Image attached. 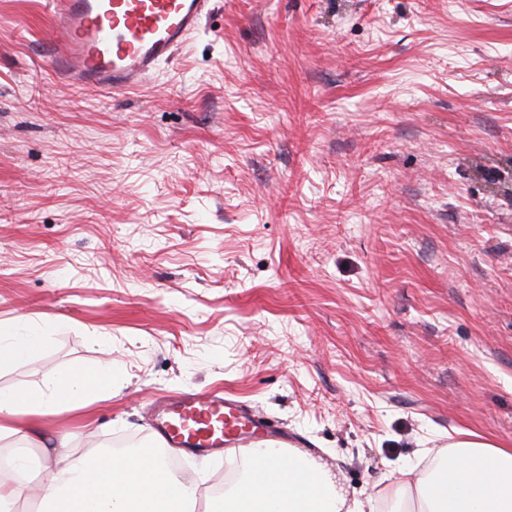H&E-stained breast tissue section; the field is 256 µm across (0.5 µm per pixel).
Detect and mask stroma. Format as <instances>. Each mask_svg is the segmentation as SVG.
<instances>
[{"instance_id": "stroma-1", "label": "stroma", "mask_w": 512, "mask_h": 512, "mask_svg": "<svg viewBox=\"0 0 512 512\" xmlns=\"http://www.w3.org/2000/svg\"><path fill=\"white\" fill-rule=\"evenodd\" d=\"M50 11L0 0V326L47 334L0 386L112 363L48 421L76 456L221 387L353 498L458 430L512 448V0H214L115 94L52 74Z\"/></svg>"}]
</instances>
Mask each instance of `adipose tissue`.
Instances as JSON below:
<instances>
[{
  "label": "adipose tissue",
  "instance_id": "1",
  "mask_svg": "<svg viewBox=\"0 0 512 512\" xmlns=\"http://www.w3.org/2000/svg\"><path fill=\"white\" fill-rule=\"evenodd\" d=\"M45 341L30 324L0 328V369L34 357ZM114 377L102 364L36 389L0 387V447L12 451L8 470H0V512L21 500L38 512H191L196 487L163 471L154 452L73 459L68 437L49 432L48 418L61 409L111 395ZM33 444L55 452L35 472ZM425 458L426 467H402L392 489L350 500L313 457L263 443L246 449L214 512H512V448L462 431Z\"/></svg>",
  "mask_w": 512,
  "mask_h": 512
}]
</instances>
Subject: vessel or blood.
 <instances>
[{
    "instance_id": "b4317fda",
    "label": "vessel or blood",
    "mask_w": 512,
    "mask_h": 512,
    "mask_svg": "<svg viewBox=\"0 0 512 512\" xmlns=\"http://www.w3.org/2000/svg\"><path fill=\"white\" fill-rule=\"evenodd\" d=\"M212 0H51L47 31L57 77L94 90L144 86L201 28ZM155 432L167 448L216 457L275 440L254 412L216 393L161 400Z\"/></svg>"
}]
</instances>
